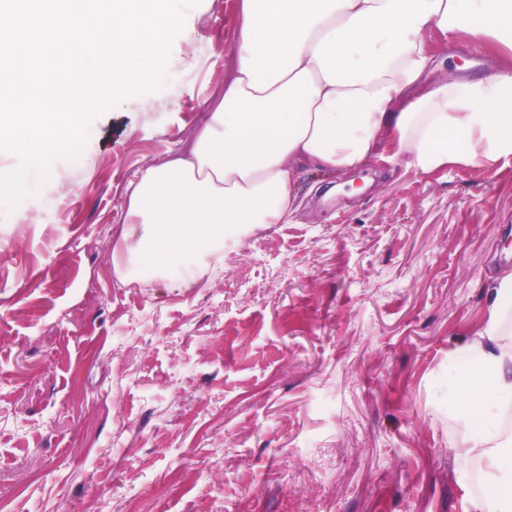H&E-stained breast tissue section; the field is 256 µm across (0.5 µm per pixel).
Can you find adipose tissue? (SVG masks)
<instances>
[{"label": "adipose tissue", "instance_id": "1", "mask_svg": "<svg viewBox=\"0 0 512 512\" xmlns=\"http://www.w3.org/2000/svg\"><path fill=\"white\" fill-rule=\"evenodd\" d=\"M470 44L483 77L432 80L426 41ZM224 94L185 148L125 188L112 248L120 283L189 288L257 229L294 223L301 170L342 175L408 159L429 173L512 156V0H238ZM448 412L459 456L481 462L474 512H512V272L453 352Z\"/></svg>", "mask_w": 512, "mask_h": 512}]
</instances>
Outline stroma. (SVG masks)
Instances as JSON below:
<instances>
[{"mask_svg":"<svg viewBox=\"0 0 512 512\" xmlns=\"http://www.w3.org/2000/svg\"><path fill=\"white\" fill-rule=\"evenodd\" d=\"M237 0H201L164 86L0 201V512H471L450 356L512 270V157L405 159L311 193L190 288L112 269L123 189L224 86ZM447 80L490 72L426 36Z\"/></svg>","mask_w":512,"mask_h":512,"instance_id":"obj_1","label":"stroma"}]
</instances>
